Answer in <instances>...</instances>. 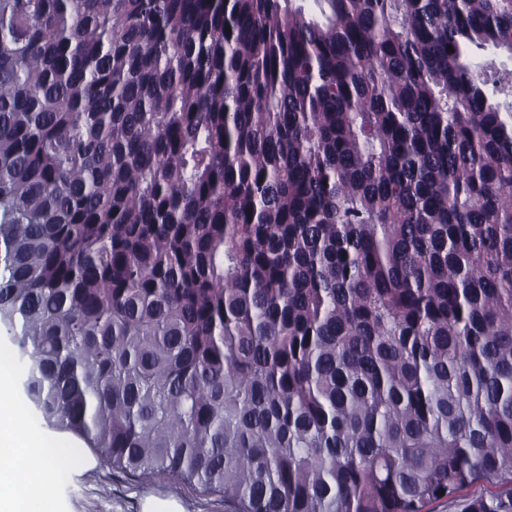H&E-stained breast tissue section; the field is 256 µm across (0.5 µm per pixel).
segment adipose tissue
I'll return each instance as SVG.
<instances>
[{
  "label": "adipose tissue",
  "instance_id": "ef3b65f1",
  "mask_svg": "<svg viewBox=\"0 0 512 512\" xmlns=\"http://www.w3.org/2000/svg\"><path fill=\"white\" fill-rule=\"evenodd\" d=\"M16 374L12 358L0 351V512H47L45 489L55 470L57 452L51 441L30 426L7 391Z\"/></svg>",
  "mask_w": 512,
  "mask_h": 512
}]
</instances>
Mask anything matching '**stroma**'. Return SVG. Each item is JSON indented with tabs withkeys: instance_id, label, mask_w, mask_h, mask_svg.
Listing matches in <instances>:
<instances>
[{
	"instance_id": "stroma-1",
	"label": "stroma",
	"mask_w": 512,
	"mask_h": 512,
	"mask_svg": "<svg viewBox=\"0 0 512 512\" xmlns=\"http://www.w3.org/2000/svg\"><path fill=\"white\" fill-rule=\"evenodd\" d=\"M87 448L71 434L58 435V466L52 481L55 493L50 501L54 512H141L150 497L172 498L184 512H229L222 498L203 496L186 485L166 478H134L113 470L103 456H96L93 468L82 471L77 461Z\"/></svg>"
}]
</instances>
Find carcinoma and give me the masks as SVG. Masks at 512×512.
I'll return each mask as SVG.
<instances>
[{
    "label": "carcinoma",
    "instance_id": "carcinoma-1",
    "mask_svg": "<svg viewBox=\"0 0 512 512\" xmlns=\"http://www.w3.org/2000/svg\"><path fill=\"white\" fill-rule=\"evenodd\" d=\"M505 52L512 0H0L39 418L238 512H512Z\"/></svg>",
    "mask_w": 512,
    "mask_h": 512
}]
</instances>
